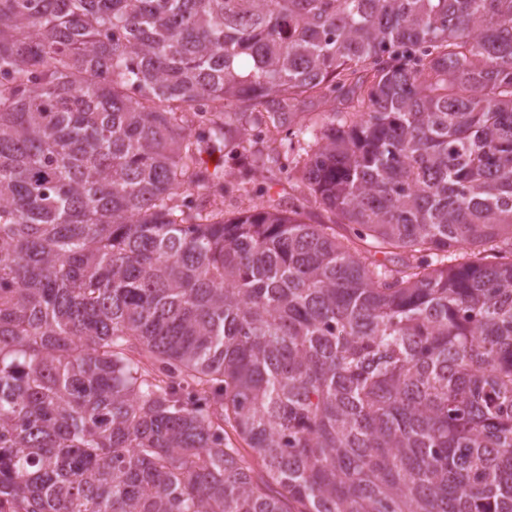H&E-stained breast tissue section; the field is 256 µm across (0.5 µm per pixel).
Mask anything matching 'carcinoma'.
Returning <instances> with one entry per match:
<instances>
[{"label": "carcinoma", "mask_w": 512, "mask_h": 512, "mask_svg": "<svg viewBox=\"0 0 512 512\" xmlns=\"http://www.w3.org/2000/svg\"><path fill=\"white\" fill-rule=\"evenodd\" d=\"M0 512H512V0H0ZM225 138L229 143V147L222 152H214L210 155L204 154V162L209 172H218L222 174L224 180H234L240 177L244 172L243 164L252 168L250 181L245 186L249 191V196L239 193L234 195H226L222 200L221 207L224 209L226 217L237 215L239 212L249 208L257 207L258 209L271 210V206L279 209L290 210L291 207L298 208L303 214V219L309 224H317L321 221H327V214L323 207L316 201L314 195L310 194L307 187L299 180L288 178V171L294 166L293 155L289 151L282 154L281 162L286 165L285 170H279L277 166L266 164L258 166L253 164V154L258 151L266 153L267 144H253L249 146L248 140L255 141V137H250L249 125L245 119H239L232 116L226 119ZM247 147V152H243L241 147L236 149L230 157L224 155L232 146L237 147L239 143ZM219 160L218 164L212 163ZM253 164V166H251ZM289 167V168H288ZM271 187L268 195L263 194L262 189ZM280 204V205H278Z\"/></svg>", "instance_id": "carcinoma-1"}]
</instances>
